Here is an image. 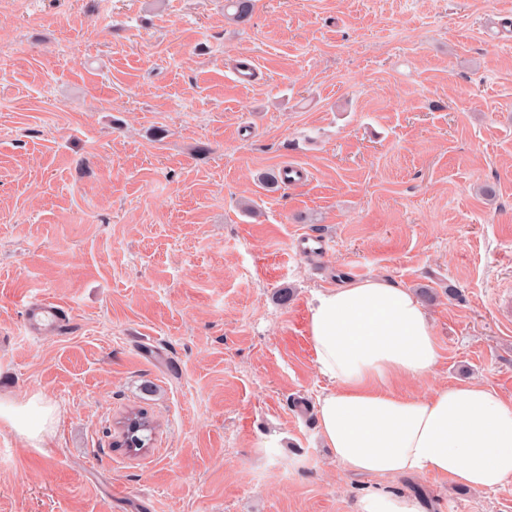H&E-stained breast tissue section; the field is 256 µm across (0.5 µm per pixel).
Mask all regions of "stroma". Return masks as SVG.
<instances>
[{
	"label": "stroma",
	"mask_w": 512,
	"mask_h": 512,
	"mask_svg": "<svg viewBox=\"0 0 512 512\" xmlns=\"http://www.w3.org/2000/svg\"><path fill=\"white\" fill-rule=\"evenodd\" d=\"M24 0L0 13V512H512L352 476L319 437L309 310L345 278L414 290L440 348L423 394L512 396V0ZM255 82L236 83L238 63ZM298 186L262 177L286 163ZM329 239L320 257L295 240ZM458 296H450L449 288ZM292 292L288 304L279 289ZM72 311L22 334L25 306ZM152 446L115 448L128 413ZM55 409L40 394L26 401L0 395V424L13 429L24 441L35 445L42 443L50 433ZM131 416L137 421V425L133 432L129 430V426L127 425L124 430H121V436L123 433H126L127 438L132 439L134 443L133 448H149L155 430L153 421L141 411L130 412L124 419L130 421ZM360 512H426L418 497L376 491L362 501Z\"/></svg>",
	"instance_id": "obj_1"
}]
</instances>
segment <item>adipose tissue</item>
<instances>
[{"mask_svg":"<svg viewBox=\"0 0 512 512\" xmlns=\"http://www.w3.org/2000/svg\"><path fill=\"white\" fill-rule=\"evenodd\" d=\"M318 372L320 436L346 473L437 476L474 491L512 478V397L471 380L429 393L407 384L433 373L439 348L406 287L376 277L319 294L309 314ZM55 409L41 395H0V424L36 444Z\"/></svg>","mask_w":512,"mask_h":512,"instance_id":"adipose-tissue-1","label":"adipose tissue"}]
</instances>
